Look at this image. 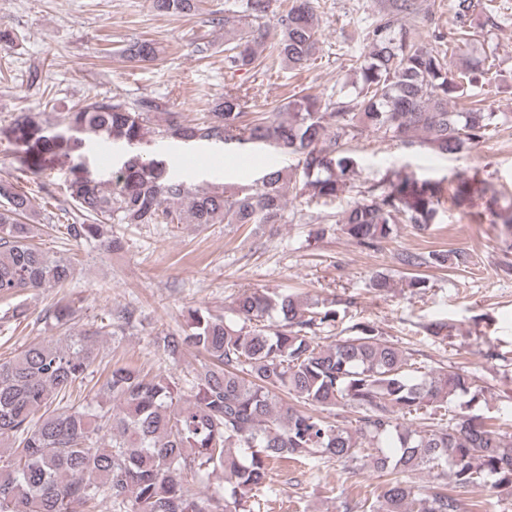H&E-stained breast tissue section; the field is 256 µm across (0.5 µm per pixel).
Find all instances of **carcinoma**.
I'll use <instances>...</instances> for the list:
<instances>
[{"label": "carcinoma", "instance_id": "1", "mask_svg": "<svg viewBox=\"0 0 512 512\" xmlns=\"http://www.w3.org/2000/svg\"><path fill=\"white\" fill-rule=\"evenodd\" d=\"M201 0H153L161 15L189 16ZM236 0L212 23L224 26V67L260 69L269 56L301 71L320 53L322 17L317 0ZM460 26L455 37L422 40L404 19L424 10V0H384L380 16L361 34L366 52L338 81L340 97L325 102L303 93L276 113L247 111L242 97L225 93L208 114L189 119L158 95L127 99L96 95L71 109L65 128L21 113L0 126L16 147L20 169L37 175L71 164L65 193L84 217L65 225L77 240L101 239L108 224H288L297 212L289 198L333 200L350 188L358 161L354 140L375 134L396 144L415 142L443 155H462L497 127L474 89L495 64L472 60L453 71L447 43L470 35L474 0H453ZM276 19L269 26L270 19ZM273 34H268V30ZM272 42H267V37ZM131 63L149 62L158 50L133 41L119 50ZM106 139H173L189 142L236 140L295 155L304 180L269 169L251 186L190 187L174 179L163 160L131 155L107 181L84 170L81 150ZM489 198L474 224H502L512 233V208L496 210L495 189L477 170L457 173L451 186L401 171L343 210L339 229L359 246L375 249L393 226L425 231L446 205L466 207ZM0 297L62 287L76 275L74 261L33 243L32 198L0 181ZM404 267L444 269L465 263L463 251H405ZM233 316L195 309L187 330L156 334L153 344L169 357L192 348L205 357L185 393L171 378L130 366L112 369L96 404L71 402L99 348L92 336H48L29 343L14 358L0 360V512H257L268 493L270 464L280 459H334L353 471L365 460L380 472L449 470L451 486L429 494L388 481L375 499L357 503L367 512H473L477 488L512 495V435L488 428L471 413L483 388L462 369L423 372L412 354L381 339L377 328L356 323L329 344L322 333L336 329L339 313L291 294L246 290ZM66 401L61 408L56 400ZM459 402V409L448 404ZM344 413L357 415L350 428ZM429 420L419 431L407 421ZM224 487L209 486L216 471Z\"/></svg>", "mask_w": 512, "mask_h": 512}]
</instances>
